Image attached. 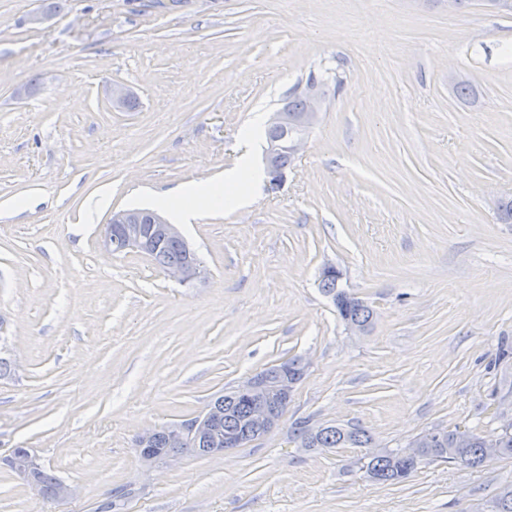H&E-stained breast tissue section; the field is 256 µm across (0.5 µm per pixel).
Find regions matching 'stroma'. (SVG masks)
Wrapping results in <instances>:
<instances>
[{"label": "stroma", "instance_id": "35a3bbf8", "mask_svg": "<svg viewBox=\"0 0 512 512\" xmlns=\"http://www.w3.org/2000/svg\"><path fill=\"white\" fill-rule=\"evenodd\" d=\"M331 70L278 188L179 232L183 286L102 247L113 213L232 167L237 135ZM474 96L459 98L456 81ZM139 102H112L113 85ZM109 208H96L101 192ZM512 15L480 0H0V457L30 448L76 494L0 465V512H474L512 459L422 461L370 482L361 448L310 451L297 421L407 448L512 423ZM374 311L355 335L324 265ZM279 425L226 453L144 466L133 439L293 356Z\"/></svg>", "mask_w": 512, "mask_h": 512}]
</instances>
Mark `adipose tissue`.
I'll return each mask as SVG.
<instances>
[{"label": "adipose tissue", "instance_id": "1", "mask_svg": "<svg viewBox=\"0 0 512 512\" xmlns=\"http://www.w3.org/2000/svg\"><path fill=\"white\" fill-rule=\"evenodd\" d=\"M238 138L245 150L238 158L235 168L216 177L200 181L164 196V203L171 210L174 223L194 224L201 216L202 210L211 213H223L227 204L244 207L250 204L253 195L258 194L264 182L263 174L256 169L249 146L252 142L251 129H243ZM247 180L249 193L234 194L233 189L240 180ZM205 201V208H198V201Z\"/></svg>", "mask_w": 512, "mask_h": 512}]
</instances>
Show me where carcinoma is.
<instances>
[{
	"mask_svg": "<svg viewBox=\"0 0 512 512\" xmlns=\"http://www.w3.org/2000/svg\"><path fill=\"white\" fill-rule=\"evenodd\" d=\"M128 213L141 226V234L146 242L142 253L153 259L163 271L174 265L189 266L197 262L195 253L180 237L168 236L159 231L157 225L150 223L153 211L149 209H130ZM340 275L332 265L324 266L320 279L321 290L329 296L341 320L347 326L358 325L368 328L373 318V309L363 300L353 296L339 286ZM213 422V430L188 436L173 448L168 441L169 428L162 426L147 442L135 441V447L153 449L155 455L192 454L208 456L224 449V435L230 432L241 434V445L254 440L245 431L247 405L238 396L235 388L230 387L207 405ZM439 443L434 448H420L417 453L407 455L401 450H387L381 456L371 457L365 465L366 476L381 485L403 482L411 477L423 460H440L460 464L468 468H478L487 461L512 458V435L500 440L498 453L494 456L486 452V435L468 432V436L455 430H438ZM292 439L302 448H351L371 447L372 435L360 428H345L330 424L312 426L300 422L292 431ZM40 494L47 499L56 498L61 481L46 469L37 476ZM492 512H512V485L499 492L491 505Z\"/></svg>",
	"mask_w": 512,
	"mask_h": 512,
	"instance_id": "cac0c4a2",
	"label": "carcinoma"
}]
</instances>
